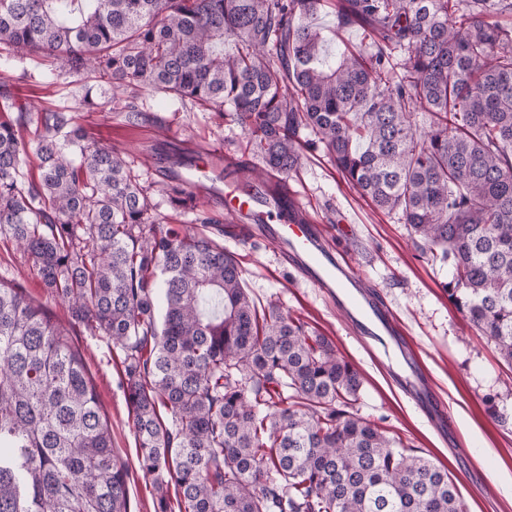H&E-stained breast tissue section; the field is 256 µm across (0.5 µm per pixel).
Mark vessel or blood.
<instances>
[{"instance_id":"b4317fda","label":"vessel or blood","mask_w":512,"mask_h":512,"mask_svg":"<svg viewBox=\"0 0 512 512\" xmlns=\"http://www.w3.org/2000/svg\"><path fill=\"white\" fill-rule=\"evenodd\" d=\"M211 158L212 175L192 169L184 175L186 188L198 196L218 200L228 215L264 225L278 254L297 270L303 281L335 304L350 327L380 342L385 353L401 357V382L406 392L430 419L444 424L446 415L437 406L421 367L411 357L394 315L367 289L360 273L338 260L314 220H299L297 213L288 212L261 185L222 184V154L212 151Z\"/></svg>"}]
</instances>
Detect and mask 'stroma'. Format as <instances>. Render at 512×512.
<instances>
[{
    "label": "stroma",
    "instance_id": "obj_1",
    "mask_svg": "<svg viewBox=\"0 0 512 512\" xmlns=\"http://www.w3.org/2000/svg\"><path fill=\"white\" fill-rule=\"evenodd\" d=\"M315 23L324 37L325 56L363 40L358 29L337 28L332 0H325ZM38 93L46 106L72 110L91 138L121 150L145 184L159 178L157 144L201 153L215 145L238 157L246 143L238 127L216 123L211 113L147 88L140 89L137 104L156 120L139 126L127 125L122 101L106 94L96 95V111H86L83 80L66 72L41 84ZM288 184L329 244L356 266L366 285L393 311L448 413L447 429L433 424L403 393L398 360L348 329L335 305L283 265L269 241L251 245L225 239V247L246 271L245 286L254 301L276 302L327 336L362 375L359 415L380 422L389 435L444 465L456 479L466 512H512V369L449 301L444 289L448 266L422 257L397 215L375 209L350 190L323 152L309 153ZM0 281L20 288L53 320L69 325L71 341L83 354L110 421L114 457L128 471V512H155L153 480L139 465L132 420L119 384L121 349L107 336L90 334L73 323L68 306L44 287L32 259L1 235Z\"/></svg>",
    "mask_w": 512,
    "mask_h": 512
}]
</instances>
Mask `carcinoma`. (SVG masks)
<instances>
[{
	"label": "carcinoma",
	"mask_w": 512,
	"mask_h": 512,
	"mask_svg": "<svg viewBox=\"0 0 512 512\" xmlns=\"http://www.w3.org/2000/svg\"><path fill=\"white\" fill-rule=\"evenodd\" d=\"M322 2L0 0V61L122 92L131 125L152 116L130 89L187 99L241 129L274 196L322 150L448 264V299L512 367V0H339L337 27L368 44L331 63ZM0 98V234L123 351L156 512H465L447 469L357 413L362 376L327 337L257 309L218 241L228 219L196 211L210 235L165 223L71 111L6 81ZM32 125L38 176L24 179ZM172 165L160 191L195 211ZM126 476L68 329L0 282V512H128Z\"/></svg>",
	"instance_id": "carcinoma-1"
}]
</instances>
